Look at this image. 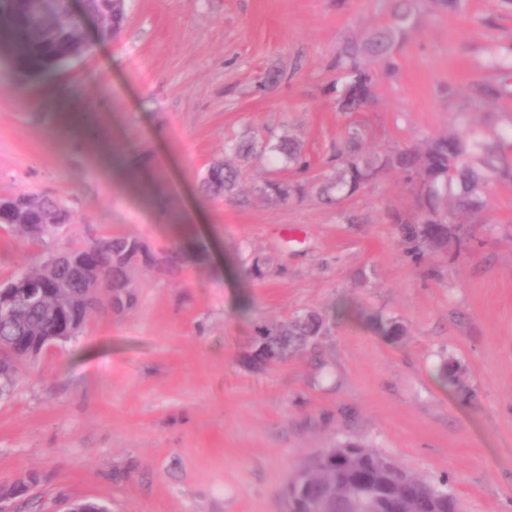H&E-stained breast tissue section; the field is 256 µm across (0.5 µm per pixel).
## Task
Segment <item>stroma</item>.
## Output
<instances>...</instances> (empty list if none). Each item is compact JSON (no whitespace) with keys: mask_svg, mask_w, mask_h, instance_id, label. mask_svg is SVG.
I'll return each mask as SVG.
<instances>
[{"mask_svg":"<svg viewBox=\"0 0 512 512\" xmlns=\"http://www.w3.org/2000/svg\"><path fill=\"white\" fill-rule=\"evenodd\" d=\"M385 0H127L112 41L50 80L0 66V197L48 194L76 214L55 245L108 235L143 242L132 307L95 311L79 336L44 350L0 402V484L32 473L25 512L93 500L108 512H285L289 473L316 451L365 443L444 483L465 512H512V182L489 186L487 224L458 245L406 249L389 215H412L403 175L388 171L336 207L311 182L351 119L365 146L412 145L488 126L512 142V112H461L440 92L468 93L491 43H512V12L470 0L461 15L424 14L381 80L377 104L336 111L331 63L369 31ZM494 15V26L482 19ZM284 76L261 88L269 67ZM66 94L102 136L166 186V213L119 179L96 143L64 141ZM299 141L311 164L301 200L257 195L293 174L273 153L245 170L236 198H207L199 179L230 139ZM196 204L200 241L234 263L227 279L163 261L173 226ZM271 259L264 278L256 258ZM40 250L0 230V281ZM351 303L319 352L253 366L258 325ZM403 333L389 336L384 325ZM452 358L460 385L437 369Z\"/></svg>","mask_w":512,"mask_h":512,"instance_id":"obj_1","label":"stroma"}]
</instances>
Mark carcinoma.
Returning <instances> with one entry per match:
<instances>
[{
  "label": "carcinoma",
  "instance_id": "1",
  "mask_svg": "<svg viewBox=\"0 0 512 512\" xmlns=\"http://www.w3.org/2000/svg\"><path fill=\"white\" fill-rule=\"evenodd\" d=\"M388 2L390 7L379 23L345 41L336 52L333 92L339 112L368 110L377 101L379 78L397 74L396 57L419 24L418 0ZM423 2L429 12L462 14L469 9V0ZM82 10L98 23L100 40L110 41L118 33L124 13L117 0H82ZM0 49L11 56L22 78H46L70 58L88 54L91 44L73 15L72 0H43L37 17L30 14L27 0H0ZM484 67L497 73L498 79L475 84L463 97L460 111L512 98V63L504 59L497 45L489 47ZM363 137L360 125L347 127L344 142L336 146L332 157L335 173L323 191L335 190L339 205L380 173H402L414 197L417 217L410 220L393 213L390 218L399 225L403 241L415 256L458 240L466 224L487 223L489 184L493 180L512 182V159L501 143L488 141L484 130H451L412 148L373 155L362 152ZM265 149L266 145L257 141L230 145L228 150L238 163L212 162L202 179L205 193L213 198L234 197L242 167ZM274 150L295 172H309L310 162L297 142L284 139ZM257 191L287 202L302 197L304 186L269 181ZM73 223L74 211L55 198L36 193L0 198V228L47 254V259L10 279L26 276L51 287L49 299H21L8 316L0 318V386L16 390L20 366L39 355L28 349L42 348L59 336L74 339L111 294L125 293L126 305H132V271L153 262L141 241L123 235L107 236L83 247L55 249L54 240ZM187 261L205 265L203 255L193 256L182 249L172 252L167 263L175 268ZM326 329V317L313 311L261 326L250 362H284L290 354L313 346ZM350 448L345 456L324 448L296 467L288 478L286 512H392V501L408 488L418 499L417 512H460L454 496L392 458L359 444Z\"/></svg>",
  "mask_w": 512,
  "mask_h": 512
}]
</instances>
